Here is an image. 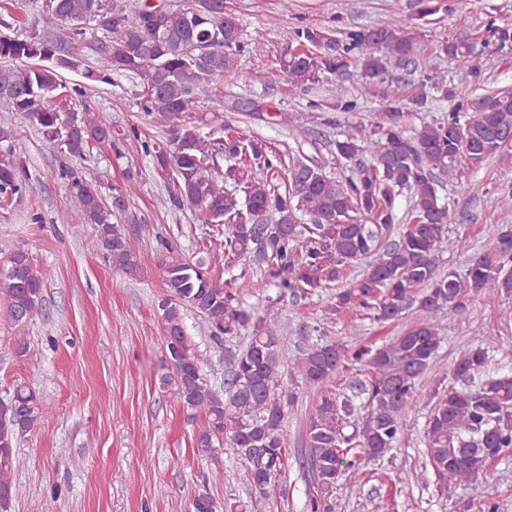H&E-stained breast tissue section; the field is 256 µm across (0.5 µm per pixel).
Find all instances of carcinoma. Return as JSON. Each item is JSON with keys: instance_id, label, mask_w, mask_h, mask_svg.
Instances as JSON below:
<instances>
[{"instance_id": "1", "label": "carcinoma", "mask_w": 512, "mask_h": 512, "mask_svg": "<svg viewBox=\"0 0 512 512\" xmlns=\"http://www.w3.org/2000/svg\"><path fill=\"white\" fill-rule=\"evenodd\" d=\"M43 11L66 29L32 31L22 37L0 32V203L30 188L23 160L12 149L15 119L20 117L43 138L82 157L94 147L114 145L110 124L90 116L84 86H70L61 72L78 68L77 45L86 26L101 32L96 61L84 68L91 83L112 84L125 76L139 87L141 111L153 116L168 138L152 145L156 171L167 181L169 198L187 204L200 224L224 236V269L247 261L262 267L274 285L327 290L351 267L371 256L338 291L329 294L331 313L369 311L378 320H394L413 306L426 320L372 350L341 342L313 345L294 359L291 369L314 388L336 379L346 364L362 362L367 377L358 383L369 418L350 421L353 398L327 390L310 416L309 467L319 494L311 512H332L331 497L355 465L384 456L404 434L417 382L431 369L439 348L440 325L465 307L468 294L512 296V223L497 225L494 251L467 258L464 277L443 276L438 261L448 250V225L454 212L442 202L443 181L459 178L462 164L483 165L507 151L512 138V92L474 96L446 91L455 101L445 118L405 134L407 103L394 72L415 63L419 33L399 23L375 28L300 26L289 31L283 72L305 93L326 76L341 78L351 62L385 100L384 111L335 142L336 153L352 167L330 176L321 162L303 151L285 156L264 139L225 123L222 134L204 133L192 115L235 56L261 54L263 46L244 38L238 17L224 0H187L152 21L151 7L132 10L122 0H43ZM512 30L489 24L487 39L505 45ZM437 56L454 60L476 80L474 46L446 40ZM357 102L336 90L334 101H308L292 120L297 145L310 141L313 126H330L331 112L350 113ZM64 208L80 222L97 226L98 241L112 268L137 274L144 257L135 252L112 212L126 201L121 189L107 206L100 192L67 171ZM287 178V183L280 182ZM285 190H279L280 185ZM407 197L406 222L396 223L401 197ZM161 262L168 295L160 303L165 361L173 398L186 410L201 409L205 423L196 430L199 452L215 456L227 446L240 461L243 481L261 497L283 495L285 469L283 423L296 395L285 387L282 346L285 326L276 317L252 318L232 291V283L214 281L203 259L186 258L171 245ZM0 273V294L7 297L15 323L42 309L46 270L33 265L23 250ZM204 320L210 337L224 350V387L209 384L204 360L187 335L182 311ZM250 330L246 345L226 342ZM489 341L463 349L452 368L453 382L435 390L436 401L424 433L428 462L440 492L486 477L494 458L512 453V372L489 369ZM49 405L21 385L0 399V512H11L13 474L20 461L18 438L33 430ZM191 512H217L208 488L193 497Z\"/></svg>"}]
</instances>
